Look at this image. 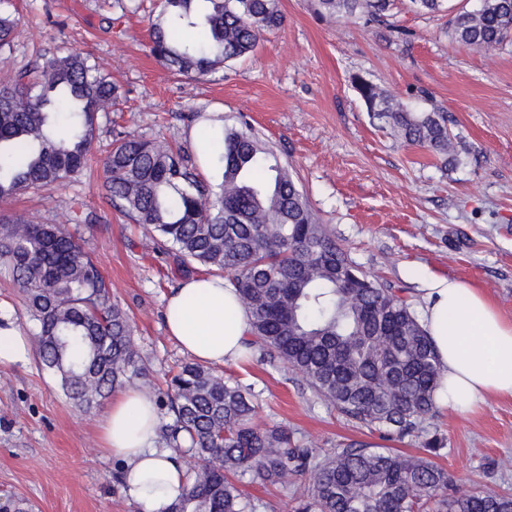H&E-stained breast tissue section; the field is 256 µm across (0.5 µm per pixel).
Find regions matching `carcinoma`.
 I'll list each match as a JSON object with an SVG mask.
<instances>
[{
    "label": "carcinoma",
    "instance_id": "1",
    "mask_svg": "<svg viewBox=\"0 0 512 512\" xmlns=\"http://www.w3.org/2000/svg\"><path fill=\"white\" fill-rule=\"evenodd\" d=\"M392 0H315L320 15L380 19ZM279 0H160L150 52L184 76L204 77L252 54L280 28ZM20 20L0 11V53ZM203 27L208 38L187 32ZM461 44L489 51L512 36V0H480L451 21ZM367 111L404 143L443 164L452 136L440 111L416 112L357 76ZM120 97L88 53L40 55L0 80V201L55 188L87 169L100 114ZM217 183L201 178L181 149L125 135L103 159L112 207L157 232L191 263L224 276L251 316L245 342L260 358L299 373L348 418L403 438L436 408L440 364L412 303L369 277L319 222L288 166L247 121L226 126L216 148ZM94 215L75 199L65 224ZM0 271L22 296L41 366L81 411L121 388L168 408L162 442L187 460L191 484L167 512H258L243 483L286 487L308 475L302 512H512L492 489L448 494V472L424 456L348 445L322 461L284 426H263L257 395L211 368L186 362L158 388L132 341L129 316L99 264L64 224L0 214Z\"/></svg>",
    "mask_w": 512,
    "mask_h": 512
}]
</instances>
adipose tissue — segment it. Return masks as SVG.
<instances>
[{
	"mask_svg": "<svg viewBox=\"0 0 512 512\" xmlns=\"http://www.w3.org/2000/svg\"><path fill=\"white\" fill-rule=\"evenodd\" d=\"M419 319L441 365L440 406L469 412L488 398H512V320L479 289L419 271ZM168 332L192 359L224 365L240 359L249 314L221 276L187 280L165 302ZM159 415L138 389L119 391L101 424L103 448L123 463V490L141 512H165L186 476L177 453L156 445Z\"/></svg>",
	"mask_w": 512,
	"mask_h": 512,
	"instance_id": "obj_1",
	"label": "adipose tissue"
}]
</instances>
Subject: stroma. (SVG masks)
<instances>
[{"instance_id": "35a3bbf8", "label": "stroma", "mask_w": 512, "mask_h": 512, "mask_svg": "<svg viewBox=\"0 0 512 512\" xmlns=\"http://www.w3.org/2000/svg\"><path fill=\"white\" fill-rule=\"evenodd\" d=\"M156 0H10L21 24L0 79L35 53H93L122 96L97 132L184 148L208 180L216 170L197 137L247 117L288 163L337 244L370 275L420 295L414 270L483 291L512 319V40L476 51L451 36L459 9L479 0H444L418 11L394 0L384 21H333L312 0H280L282 27L255 52L211 76L188 78L159 64L148 49ZM378 85L415 111L448 114L457 160L442 166L430 151L405 145L372 117L353 79ZM102 164L63 186L31 191L0 206L39 224H57L72 199L100 220L80 227L129 314L132 338L155 380L188 356L168 336L164 302L179 287L174 252L152 229L123 216L101 189ZM217 374L252 387L261 423L292 430L317 459L354 445L392 446L429 455L448 472L449 491L477 487L512 493V399L491 398L462 414L437 407L419 434L393 443L352 422L318 397L302 377L275 360L216 366ZM103 408L76 411L36 359L0 366V505L25 500L31 512H141L121 490L123 465L101 448ZM436 450L426 451L429 439ZM246 484L260 512H294L307 486Z\"/></svg>"}]
</instances>
